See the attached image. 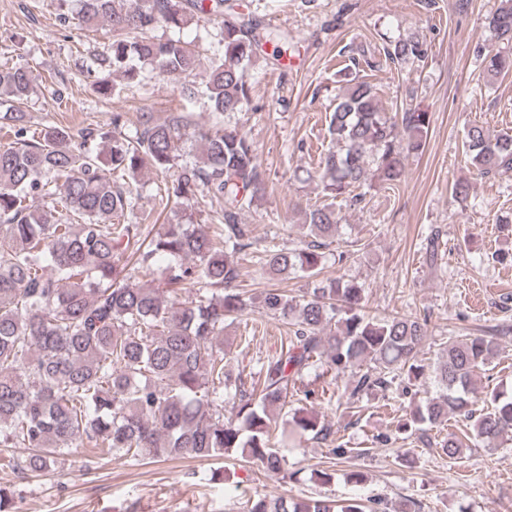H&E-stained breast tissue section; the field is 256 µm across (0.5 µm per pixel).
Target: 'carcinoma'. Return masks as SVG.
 I'll use <instances>...</instances> for the list:
<instances>
[{
    "mask_svg": "<svg viewBox=\"0 0 512 512\" xmlns=\"http://www.w3.org/2000/svg\"><path fill=\"white\" fill-rule=\"evenodd\" d=\"M74 4L60 14L85 29H112L109 53L85 68L92 88L106 97L141 83L143 66L175 81L208 60L201 93L217 121L193 126L182 116L159 122L142 116L135 134L125 132L120 112L109 123L73 133L49 125L32 131L18 111L36 76L21 65L0 66V114L13 142L0 146V448H25L8 457L22 474L51 471L71 448L100 459L116 456L219 459L238 452L271 474L283 471L273 448L275 411L304 376L348 375L349 397L388 391L400 378L410 387L431 383L432 397L405 413L400 428L424 430L449 416L469 425L466 439L450 433L437 453L456 459L475 441L494 451L512 441V392L478 396L477 378L499 352L492 334L449 338L436 361L418 359L427 321L365 315V288L341 278L320 279L339 226L331 203L304 210L300 249L253 250L241 215L264 192L266 182L253 143L226 117L251 97L248 68L264 53L288 43V34L240 11L237 0H60ZM220 23L216 44L158 34L181 32L193 20ZM489 26L512 44V0H499ZM427 48L416 37L386 48L392 61H420ZM487 74L512 72V50H486ZM431 113L421 107L389 114L374 87L353 78L336 96L328 134L331 148L320 159L324 196L334 200L378 183L397 185L405 160L422 152ZM471 165L482 175L512 172V136H491L482 125L465 135ZM145 171L172 174L161 199L172 221L151 240L140 224H127L132 189ZM209 202L216 231L209 235L184 223L187 210ZM73 216L67 224L63 216ZM255 254L271 276L301 273L313 288L295 300L276 288L261 295L263 313L288 329V349L263 366L259 383L224 373L219 342L224 328L252 304L236 288L240 261ZM160 256L171 259L164 284L191 287L193 295H163L143 284ZM237 402L224 417V400ZM301 434L323 441L334 434L317 415L294 411ZM245 512H379L378 501L351 497L297 499L284 495L249 499Z\"/></svg>",
    "mask_w": 512,
    "mask_h": 512,
    "instance_id": "obj_1",
    "label": "carcinoma"
}]
</instances>
